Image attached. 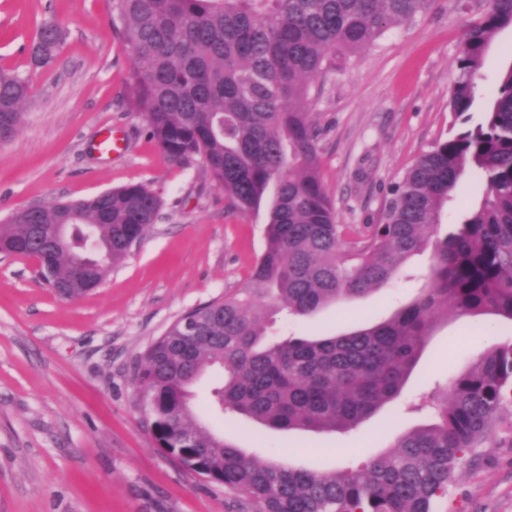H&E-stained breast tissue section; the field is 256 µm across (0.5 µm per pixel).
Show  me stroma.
<instances>
[{
  "mask_svg": "<svg viewBox=\"0 0 512 512\" xmlns=\"http://www.w3.org/2000/svg\"><path fill=\"white\" fill-rule=\"evenodd\" d=\"M487 0H435L376 44L315 83L309 110L319 132L324 184L348 241L367 235L419 156L451 133L448 106L465 31ZM65 31L55 59L32 68L35 24ZM512 61V29L489 48L478 90L490 94ZM0 67L29 74L17 135L0 143V220L33 205L87 200L129 183L161 195L156 224L93 292L63 300L28 257L0 253V512H231L223 487L163 452L144 423L133 379L138 358L186 311L230 296L265 244L266 209L242 212L204 164H170L144 134L126 86L131 57L106 0H0ZM125 151L101 156L105 129ZM485 185L460 179L439 235L477 205ZM427 256L409 259L384 288L273 334H340L391 317L423 288ZM496 316L437 318L404 395L413 397L469 366L512 330L490 333ZM403 400L356 431L298 434L225 419V438L257 456L327 471L359 467L420 424ZM442 512H512V405L476 464L457 469Z\"/></svg>",
  "mask_w": 512,
  "mask_h": 512,
  "instance_id": "1",
  "label": "stroma"
}]
</instances>
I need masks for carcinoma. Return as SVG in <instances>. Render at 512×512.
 Returning a JSON list of instances; mask_svg holds the SVG:
<instances>
[{"label": "carcinoma", "instance_id": "carcinoma-1", "mask_svg": "<svg viewBox=\"0 0 512 512\" xmlns=\"http://www.w3.org/2000/svg\"><path fill=\"white\" fill-rule=\"evenodd\" d=\"M434 0H108L129 49L133 104L173 165L204 163L231 207L268 203L265 247L238 293L171 323L140 357L142 413L161 450L224 487L239 512H435L456 468L490 441L512 396V340L490 346L417 406L427 423L359 468L314 471L264 460L201 420L190 388L217 366L210 409L277 431L356 429L403 396L433 320L491 312L512 324V62L472 123L485 54L512 28V0H490L464 35L449 106L458 129L436 141L390 191L359 246L325 189L311 83L373 46ZM64 39L37 27L30 56L48 65ZM30 79L0 69V142L13 139ZM486 181L476 208L436 234L465 171ZM160 193L143 184L90 201L15 212L0 224L4 252L44 254V281L69 299L98 287L158 218ZM69 225L65 235L60 225ZM430 253L429 286L391 319L338 336L273 340V310L294 319L386 286L413 255Z\"/></svg>", "mask_w": 512, "mask_h": 512}]
</instances>
